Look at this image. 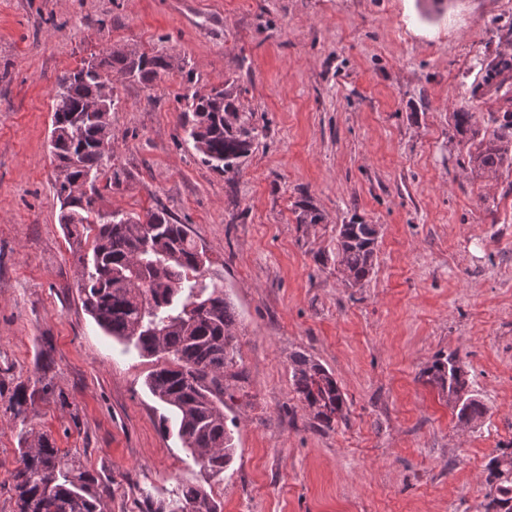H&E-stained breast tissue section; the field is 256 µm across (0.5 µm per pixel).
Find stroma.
Wrapping results in <instances>:
<instances>
[{"instance_id":"1","label":"stroma","mask_w":512,"mask_h":512,"mask_svg":"<svg viewBox=\"0 0 512 512\" xmlns=\"http://www.w3.org/2000/svg\"><path fill=\"white\" fill-rule=\"evenodd\" d=\"M511 45L512 0H0V512L25 426L98 473L108 512H156L185 481L224 512H476L512 446V169L472 178L451 115L498 126L504 101L471 90ZM116 46L181 59L151 87L115 77L125 181L97 206L187 225L239 313L220 480L165 431L153 360L85 311L58 222L57 79ZM228 79L261 132L234 175L181 126L184 94ZM355 217L382 228L360 288L336 262ZM298 351L343 394L332 427L292 386ZM452 351L487 409L474 425L421 376ZM42 377L19 422L12 389Z\"/></svg>"}]
</instances>
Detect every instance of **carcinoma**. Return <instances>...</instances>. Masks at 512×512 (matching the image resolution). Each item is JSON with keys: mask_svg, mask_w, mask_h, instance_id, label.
<instances>
[{"mask_svg": "<svg viewBox=\"0 0 512 512\" xmlns=\"http://www.w3.org/2000/svg\"><path fill=\"white\" fill-rule=\"evenodd\" d=\"M179 67V57L159 52L116 48L83 66L63 73L54 95L52 154L59 172L53 189L61 202L59 223L71 241L80 271L83 305L108 335L140 356L157 358L145 381L172 421L184 448L214 476H221L235 448L224 417V373L237 363L238 314L224 283L203 271L210 263L185 224H175L162 210L144 216L114 212L108 219L97 199L80 191V180L110 175L111 113L92 115L84 108L102 93L98 72L136 78L150 86ZM512 71V56L501 54L487 65L497 77ZM182 127L205 163L221 173L238 170L259 137L258 129L237 106L235 81L203 97L189 96ZM453 136L468 146L472 170L486 178L512 167V112L485 135L471 112L452 113ZM336 258L345 283L361 287L374 273L380 227L354 217L336 229ZM426 383L448 397L458 421H480L486 408L457 353H441L423 371ZM294 391L322 427L342 414L344 397L326 368L304 353L291 356ZM50 391L21 384L10 403L14 418L26 424L28 407ZM11 491L15 512H106L97 474L76 463L45 434L22 429ZM486 493L477 512H512V446L499 449L486 464ZM172 512H222L221 502L202 486L184 484Z\"/></svg>", "mask_w": 512, "mask_h": 512, "instance_id": "carcinoma-1", "label": "carcinoma"}]
</instances>
